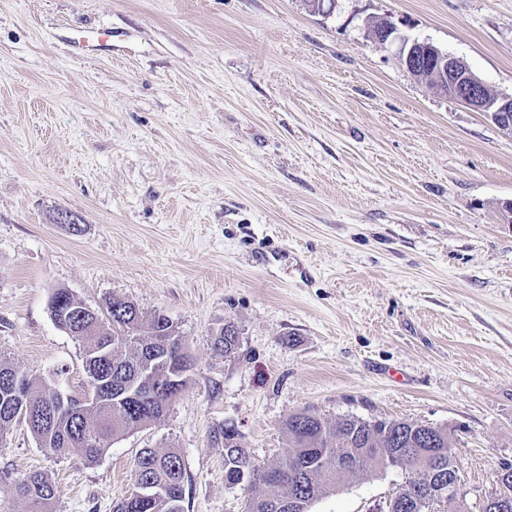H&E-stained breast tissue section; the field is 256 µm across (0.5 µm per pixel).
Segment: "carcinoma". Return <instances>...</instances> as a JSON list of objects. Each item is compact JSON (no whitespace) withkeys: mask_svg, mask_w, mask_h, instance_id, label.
<instances>
[{"mask_svg":"<svg viewBox=\"0 0 512 512\" xmlns=\"http://www.w3.org/2000/svg\"><path fill=\"white\" fill-rule=\"evenodd\" d=\"M87 306L58 289L50 301L51 318L67 331L83 332L87 380L100 383L102 395L92 405L73 397L61 402L60 393L0 356V441L10 426L25 422L41 447L54 455L95 462L108 443L160 419L186 386L189 359L185 340L163 314L148 315L126 298L105 299L106 316L92 318ZM238 332L226 324L215 345L224 355L234 353ZM288 450L266 466L245 468L247 457L237 433L224 431V477L245 483L251 490L247 512H276L278 499L300 504L296 512H310L320 497L336 491L354 477L398 469L406 474L399 499L435 487L440 476L457 467L448 429L402 419H335L303 409L285 423ZM342 454L349 458L342 472L328 467ZM503 486L508 510L494 503L483 512H512V464H505ZM133 481L147 487L114 505L113 512H184V465L174 449H142L135 458ZM29 512H54L56 486L40 473L15 486Z\"/></svg>","mask_w":512,"mask_h":512,"instance_id":"1","label":"carcinoma"}]
</instances>
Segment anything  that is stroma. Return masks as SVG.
I'll use <instances>...</instances> for the list:
<instances>
[{"label":"stroma","mask_w":512,"mask_h":512,"mask_svg":"<svg viewBox=\"0 0 512 512\" xmlns=\"http://www.w3.org/2000/svg\"><path fill=\"white\" fill-rule=\"evenodd\" d=\"M380 19L512 94V0H0V355L81 396L63 288L165 315L192 364L95 463L11 427L0 512L35 471L55 512H112L144 448L181 455L184 512H246L225 428L268 464L304 408L447 428L472 506L512 463V136L409 73ZM405 481L311 512H372Z\"/></svg>","instance_id":"stroma-1"}]
</instances>
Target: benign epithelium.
<instances>
[{
    "label": "benign epithelium",
    "mask_w": 512,
    "mask_h": 512,
    "mask_svg": "<svg viewBox=\"0 0 512 512\" xmlns=\"http://www.w3.org/2000/svg\"><path fill=\"white\" fill-rule=\"evenodd\" d=\"M373 37L381 44L400 40V63L414 76L431 72L436 88L448 96L484 112L502 131L512 135V94L501 95L488 87L460 59L434 44L410 41L397 35V27L388 20L373 26ZM436 492L424 491L407 503L416 512H433L439 502Z\"/></svg>",
    "instance_id": "benign-epithelium-1"
}]
</instances>
